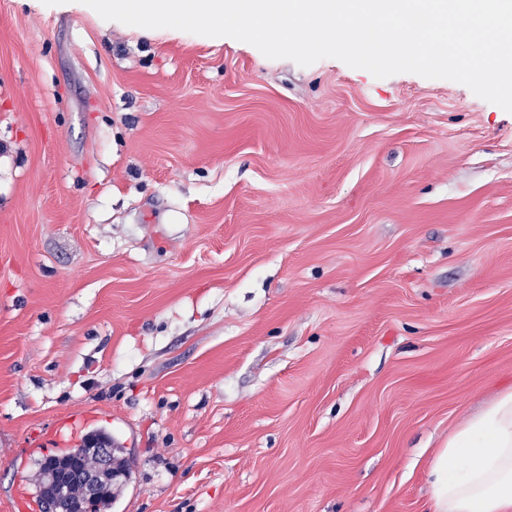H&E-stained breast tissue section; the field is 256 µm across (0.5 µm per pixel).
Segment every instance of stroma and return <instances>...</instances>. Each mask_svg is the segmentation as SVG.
Here are the masks:
<instances>
[{"instance_id":"obj_1","label":"stroma","mask_w":512,"mask_h":512,"mask_svg":"<svg viewBox=\"0 0 512 512\" xmlns=\"http://www.w3.org/2000/svg\"><path fill=\"white\" fill-rule=\"evenodd\" d=\"M511 386L512 113L0 0V512L85 415L112 512H426ZM77 448H71L64 455H77L79 457L86 458L88 454L94 456V458H89L87 463L91 465L95 463L96 467L99 463L96 456V450L104 449L107 455V461L105 463V467H100L96 473L93 475L96 477L99 486V493L96 496V493L92 492L89 494V498L92 499L96 496V499L92 503V511L90 512H107L109 508L112 507V502L114 500V493L112 492L113 481L122 476L124 478L129 475V468L124 462L119 461L118 453H120L121 448H114V444L112 445V436L105 431H94L91 434L87 435L81 443L76 446Z\"/></svg>"}]
</instances>
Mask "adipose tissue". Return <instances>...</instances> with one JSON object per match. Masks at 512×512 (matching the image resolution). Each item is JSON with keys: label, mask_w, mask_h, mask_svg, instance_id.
Returning a JSON list of instances; mask_svg holds the SVG:
<instances>
[{"label": "adipose tissue", "mask_w": 512, "mask_h": 512, "mask_svg": "<svg viewBox=\"0 0 512 512\" xmlns=\"http://www.w3.org/2000/svg\"><path fill=\"white\" fill-rule=\"evenodd\" d=\"M428 478V512H512V388L456 426Z\"/></svg>", "instance_id": "1"}]
</instances>
